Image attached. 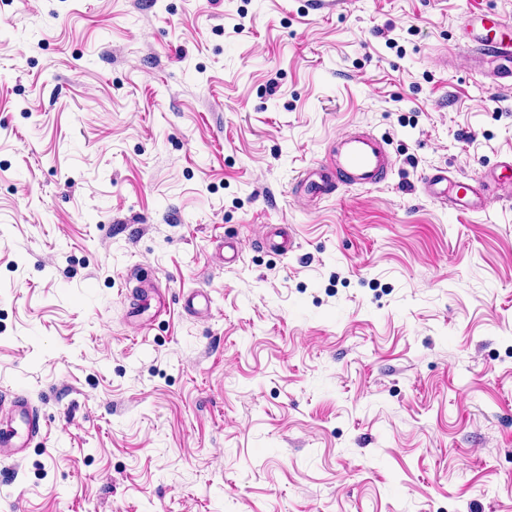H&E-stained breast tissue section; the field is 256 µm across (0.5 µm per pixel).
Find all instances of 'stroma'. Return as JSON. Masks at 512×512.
Returning a JSON list of instances; mask_svg holds the SVG:
<instances>
[{
    "instance_id": "1",
    "label": "stroma",
    "mask_w": 512,
    "mask_h": 512,
    "mask_svg": "<svg viewBox=\"0 0 512 512\" xmlns=\"http://www.w3.org/2000/svg\"><path fill=\"white\" fill-rule=\"evenodd\" d=\"M488 10L0 0V512H512V203L420 183L512 157ZM358 127L388 181L298 205ZM478 27L480 34L465 43L473 54L475 63L485 68L493 82L510 83L512 86V21L496 13H485L471 20L463 30ZM40 416L27 399L0 392V459L24 457L30 440L42 436Z\"/></svg>"
}]
</instances>
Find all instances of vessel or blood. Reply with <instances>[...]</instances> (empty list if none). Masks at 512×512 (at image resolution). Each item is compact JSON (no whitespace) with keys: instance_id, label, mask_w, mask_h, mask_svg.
Returning a JSON list of instances; mask_svg holds the SVG:
<instances>
[{"instance_id":"obj_1","label":"vessel or blood","mask_w":512,"mask_h":512,"mask_svg":"<svg viewBox=\"0 0 512 512\" xmlns=\"http://www.w3.org/2000/svg\"><path fill=\"white\" fill-rule=\"evenodd\" d=\"M479 35L467 43L475 62L497 83L512 84V19L496 13L477 18ZM393 161L384 140L370 131H350L340 137L325 163L300 175L301 189L311 198L331 195L342 186L375 188L390 176ZM424 194L462 212L484 209L491 198L512 202V160L500 163L480 182L463 180L436 168L421 179ZM43 427L37 411L23 397L0 392V459H22L32 438Z\"/></svg>"}]
</instances>
